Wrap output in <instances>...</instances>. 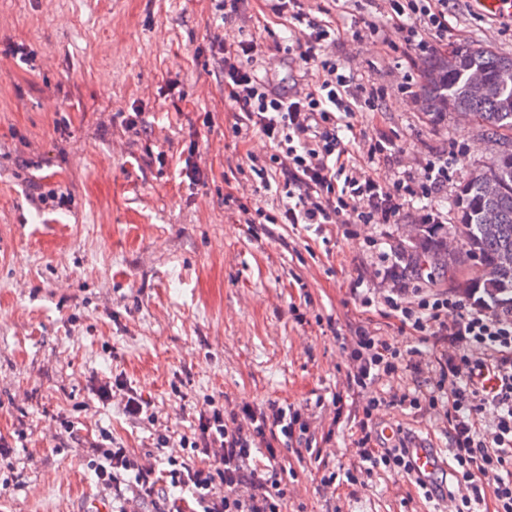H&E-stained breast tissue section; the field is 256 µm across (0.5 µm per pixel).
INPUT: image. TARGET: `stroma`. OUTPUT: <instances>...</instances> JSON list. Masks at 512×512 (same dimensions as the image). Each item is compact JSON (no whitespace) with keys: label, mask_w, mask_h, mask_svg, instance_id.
<instances>
[{"label":"stroma","mask_w":512,"mask_h":512,"mask_svg":"<svg viewBox=\"0 0 512 512\" xmlns=\"http://www.w3.org/2000/svg\"><path fill=\"white\" fill-rule=\"evenodd\" d=\"M341 21L325 54L381 87V111L358 112L353 131L389 135L388 160L370 173L391 182L420 171L437 152L465 145L437 197L448 206L461 184L497 150L476 123H431L402 93L399 54L353 38L372 0H332ZM264 0H242L224 20V39L259 37L264 67L279 88L295 79L282 64L285 26L268 21ZM449 47L475 42L512 54V16L492 21L456 0ZM211 0H0V54L23 46L33 66L0 74V437L29 430L0 470V512H92L112 502L87 464L82 438L111 430L135 454L151 452L149 433L118 407L98 402V382L123 374L152 399L158 422L186 431L206 400L299 410L320 451L279 449L288 476L286 512H451L407 477L378 473L354 485L320 483L321 468L356 455L367 395L347 386L349 343L358 326L400 350L411 331L383 310L360 314L357 283L384 291L380 253L410 248L414 210L400 224H331L325 233L275 226L252 236L237 199L262 204L248 154L269 141L235 137L224 81L207 64ZM144 112L147 137L110 119ZM353 131H341L356 151ZM195 140L206 184L189 186L174 166H148L144 147ZM61 188L67 207L39 203ZM335 330L322 334L321 324ZM181 384L183 397L171 386ZM78 424V439L55 419ZM374 427L388 445L420 442L449 456L441 411L414 414L382 404ZM64 451H56V441Z\"/></svg>","instance_id":"35a3bbf8"}]
</instances>
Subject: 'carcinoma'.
<instances>
[{
	"label": "carcinoma",
	"mask_w": 512,
	"mask_h": 512,
	"mask_svg": "<svg viewBox=\"0 0 512 512\" xmlns=\"http://www.w3.org/2000/svg\"><path fill=\"white\" fill-rule=\"evenodd\" d=\"M483 72L488 80L485 94L469 92L472 72ZM420 110L439 124L456 112H469L486 135L505 148L495 169H478L459 188L451 206L457 223L426 224L414 239L413 256L420 265L456 270L464 267L471 277L463 283L477 290L489 305L503 315L512 314V55L478 43L461 44L446 54L425 62ZM500 190L488 196V177ZM494 223H486L487 215ZM451 231L459 240L458 251L442 250L441 231Z\"/></svg>",
	"instance_id": "1"
}]
</instances>
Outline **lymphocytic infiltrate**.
Returning <instances> with one entry per match:
<instances>
[{"label":"lymphocytic infiltrate","mask_w":512,"mask_h":512,"mask_svg":"<svg viewBox=\"0 0 512 512\" xmlns=\"http://www.w3.org/2000/svg\"><path fill=\"white\" fill-rule=\"evenodd\" d=\"M450 0H387L388 15L364 18L358 34L401 53L408 74L401 88L416 95L412 74L419 60L447 46L452 31ZM273 15L287 23L294 38L287 47V64L314 74L310 88L279 89L259 78L257 41L226 43L210 33L208 46L215 69L224 80V94L233 109L235 136L262 134L273 145L269 158L250 156L248 168L263 188H276L284 200L275 212L260 202L239 203L245 224H307L317 228L338 223L345 214L360 224L401 223L406 207L416 206L422 224H444L448 213L433 199L454 174L448 155L431 160L421 175L407 174L384 183L357 171L339 136L350 129L358 112L378 111L381 88L354 83L340 73L335 61L321 52L335 36L337 23L313 16L304 0H268ZM381 275L390 281L381 302L391 317L412 330L415 347L403 352L387 340L357 329L351 344L350 386L372 390L362 408L357 459L343 472H329L324 483L380 471L406 474L410 462L405 446L376 445L369 423L387 401L413 410L441 408L448 420L454 488L461 496L456 512H475L486 494H493L494 512H512V317L482 306L477 297L455 293H425L409 287L398 260L383 255ZM433 343L440 355L435 369L449 389L434 387L420 395L410 389L383 396L376 386L407 374L423 373L421 345ZM96 394L115 401L135 424L153 425L151 400L117 377L99 383ZM494 408L493 432H485L479 416ZM152 443L163 453L166 467L137 456L117 442L108 429H98L87 441L88 463L98 482L118 503V512H284L288 482L278 461L282 443L312 448L310 425L294 407L269 402L266 408L241 403L227 408L209 404L200 410L190 433L173 438L155 428ZM179 453H172V446ZM492 486H485V479Z\"/></svg>","instance_id":"f902f5d3"}]
</instances>
